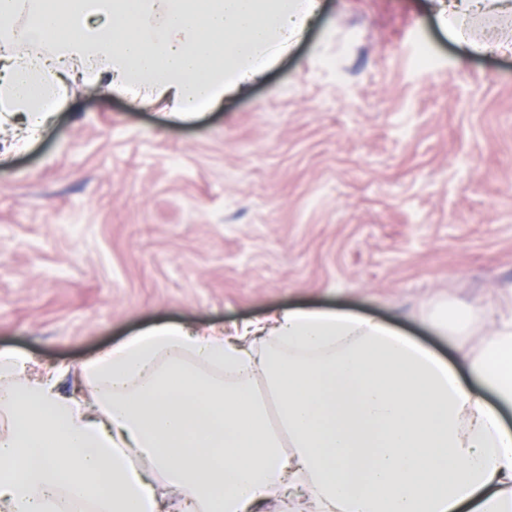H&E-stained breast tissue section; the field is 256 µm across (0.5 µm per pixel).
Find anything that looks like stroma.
<instances>
[{"mask_svg":"<svg viewBox=\"0 0 512 512\" xmlns=\"http://www.w3.org/2000/svg\"><path fill=\"white\" fill-rule=\"evenodd\" d=\"M265 77L193 118L67 83L0 162V348L29 377L171 323L290 307L385 321L448 362L512 294V53L437 0H321ZM480 312L437 335L439 304ZM489 1V2H487ZM506 0H450L448 6L439 1V20L450 35L456 38L469 53H510L512 52V39L509 37H496L493 40H473L465 29L458 25V19L468 15L478 16L487 13L506 12L509 5L501 3Z\"/></svg>","mask_w":512,"mask_h":512,"instance_id":"1","label":"stroma"}]
</instances>
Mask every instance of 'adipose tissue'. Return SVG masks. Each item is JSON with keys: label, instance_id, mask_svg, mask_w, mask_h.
Here are the masks:
<instances>
[{"label": "adipose tissue", "instance_id": "ef3b65f1", "mask_svg": "<svg viewBox=\"0 0 512 512\" xmlns=\"http://www.w3.org/2000/svg\"><path fill=\"white\" fill-rule=\"evenodd\" d=\"M319 0H0V112L38 132L65 88L107 85L185 118L241 91ZM503 0H450L439 20ZM475 376L382 322L288 309L231 331L149 329L86 362L83 394L0 350V512H512V320ZM278 400L272 428L261 393Z\"/></svg>", "mask_w": 512, "mask_h": 512}]
</instances>
